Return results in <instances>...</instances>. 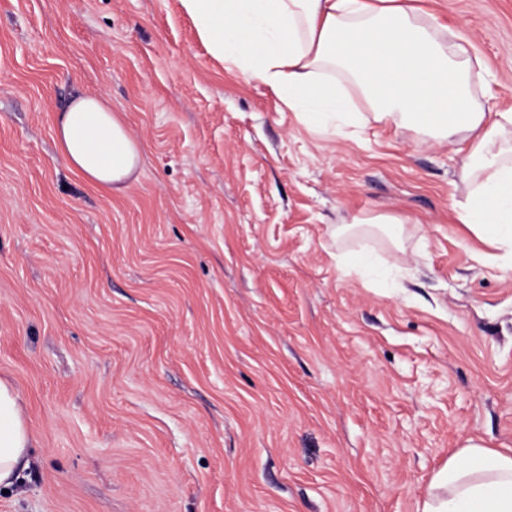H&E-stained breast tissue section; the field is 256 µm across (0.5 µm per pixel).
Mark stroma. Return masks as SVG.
I'll return each instance as SVG.
<instances>
[{
  "label": "stroma",
  "mask_w": 512,
  "mask_h": 512,
  "mask_svg": "<svg viewBox=\"0 0 512 512\" xmlns=\"http://www.w3.org/2000/svg\"><path fill=\"white\" fill-rule=\"evenodd\" d=\"M415 4L512 110V0ZM87 93L142 145L124 192L60 155ZM467 154L304 123L181 0H0V378L33 436L0 512H422L468 441L512 448V252L458 217Z\"/></svg>",
  "instance_id": "stroma-1"
}]
</instances>
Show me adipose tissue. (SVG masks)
Listing matches in <instances>:
<instances>
[{"label":"adipose tissue","instance_id":"ef3b65f1","mask_svg":"<svg viewBox=\"0 0 512 512\" xmlns=\"http://www.w3.org/2000/svg\"><path fill=\"white\" fill-rule=\"evenodd\" d=\"M210 53L267 84L304 120H394L438 142L468 143L460 219L512 248V113L485 111L482 60L409 0H181ZM59 151L88 181L114 192L136 181L141 149L110 102L72 101L55 117ZM33 438L20 396L0 379V489L30 466ZM423 512H512V450L469 442L431 483Z\"/></svg>","mask_w":512,"mask_h":512}]
</instances>
